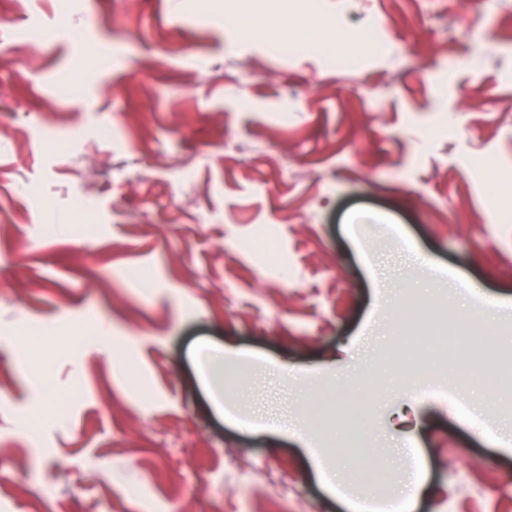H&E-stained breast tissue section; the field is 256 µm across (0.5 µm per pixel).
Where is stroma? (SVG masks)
<instances>
[{
	"label": "stroma",
	"mask_w": 512,
	"mask_h": 512,
	"mask_svg": "<svg viewBox=\"0 0 512 512\" xmlns=\"http://www.w3.org/2000/svg\"><path fill=\"white\" fill-rule=\"evenodd\" d=\"M239 5L0 0V512H512V388L453 384L485 320L512 376V0ZM311 13L342 42L283 52ZM441 346L436 336H429L421 341V346L411 352L402 353L398 357H389V362L394 366L403 380L414 377L423 366L435 365L428 357L430 350Z\"/></svg>",
	"instance_id": "35a3bbf8"
}]
</instances>
